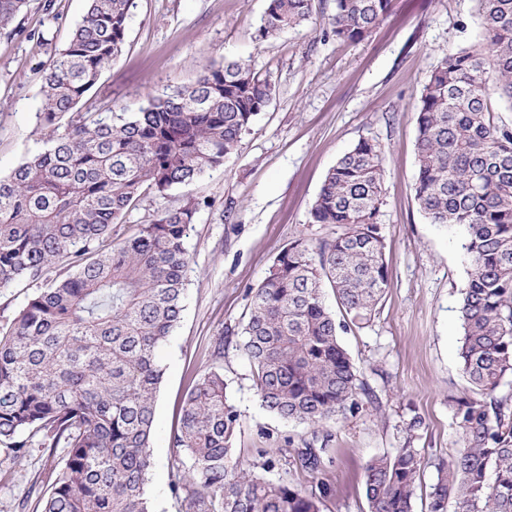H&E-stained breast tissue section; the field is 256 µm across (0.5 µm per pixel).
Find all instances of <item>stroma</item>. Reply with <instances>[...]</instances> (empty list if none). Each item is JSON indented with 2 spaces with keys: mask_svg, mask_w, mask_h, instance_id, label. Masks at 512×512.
Instances as JSON below:
<instances>
[{
  "mask_svg": "<svg viewBox=\"0 0 512 512\" xmlns=\"http://www.w3.org/2000/svg\"><path fill=\"white\" fill-rule=\"evenodd\" d=\"M266 0H135L120 56L78 105L82 112H135L148 99L193 84L205 65L227 59L270 75L268 106L223 167L171 190L142 195L123 218L128 237L157 209L186 198L202 200L186 241L189 259L182 318L160 350L165 369L156 397L153 512H180L170 492L173 447L189 384L205 370L224 375L237 406V447L245 463L268 450L279 461L273 475L305 490L328 480L334 495L323 512H369L363 491L366 463L410 446L424 469L414 512H426V496L441 476V462L461 446L456 400L465 381L458 357L462 341L460 290L467 277L463 234L428 223L414 198L415 105L444 51L481 38L476 0H393L386 20L370 37L344 43L329 37L332 0H314L309 23L279 38L257 41ZM86 0H28L27 8L0 29V173H9L40 150L35 134L43 66L69 43ZM383 151L389 281L369 326L342 335L371 391L356 415L336 416L321 475L300 469L294 441L307 425L282 419L259 403L251 366L236 345L214 360L217 339L241 329L251 291L265 279L278 251L298 237L319 240L330 227L309 221L327 171L359 140ZM0 447V512H36L29 488L48 489L60 458L27 449L9 462Z\"/></svg>",
  "mask_w": 512,
  "mask_h": 512,
  "instance_id": "stroma-1",
  "label": "stroma"
}]
</instances>
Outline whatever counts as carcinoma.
I'll return each mask as SVG.
<instances>
[{
	"instance_id": "1",
	"label": "carcinoma",
	"mask_w": 512,
	"mask_h": 512,
	"mask_svg": "<svg viewBox=\"0 0 512 512\" xmlns=\"http://www.w3.org/2000/svg\"><path fill=\"white\" fill-rule=\"evenodd\" d=\"M27 0H0V28ZM393 0H332L330 34L367 39ZM483 35L443 53L416 107L415 200L431 224L459 227L468 260L461 292L459 359L468 384L456 402L462 442L429 493L427 512H512V125L493 105H512V0H477ZM135 0H88L67 47L50 56L38 129L48 146L0 174V289L42 284L0 325V446L12 459L37 444L62 455L41 512H152L155 398L160 348L184 310L185 243L201 201L158 210L119 239L126 210L147 190L165 197L224 165L268 105L274 85L243 62L201 68L196 82L154 96L118 120L78 112L121 52ZM313 0H267L255 38L309 22ZM382 150L360 140L332 166L310 209L336 227L316 244L298 238L275 256L255 289L240 344L261 405L313 428L296 449L320 472L331 434L320 427L361 408L366 386L339 332L362 329L388 284ZM332 288L346 320L324 303ZM240 413L224 375L193 379L172 444L191 464L170 491L181 512H322L330 484L307 493L236 456ZM422 460L404 446L371 458L369 512H413Z\"/></svg>"
}]
</instances>
